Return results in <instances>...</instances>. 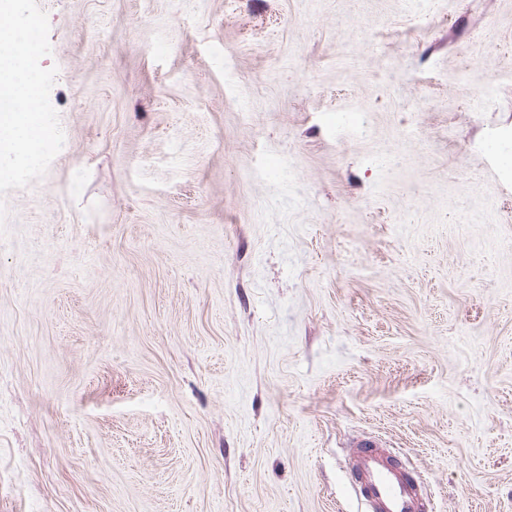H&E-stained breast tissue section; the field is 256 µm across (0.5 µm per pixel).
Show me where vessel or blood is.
I'll return each mask as SVG.
<instances>
[{"instance_id":"1","label":"vessel or blood","mask_w":512,"mask_h":512,"mask_svg":"<svg viewBox=\"0 0 512 512\" xmlns=\"http://www.w3.org/2000/svg\"><path fill=\"white\" fill-rule=\"evenodd\" d=\"M346 483L360 505L359 512H433L428 483L410 472L394 452L373 436L351 445Z\"/></svg>"}]
</instances>
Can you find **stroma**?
Returning a JSON list of instances; mask_svg holds the SVG:
<instances>
[{
	"mask_svg": "<svg viewBox=\"0 0 512 512\" xmlns=\"http://www.w3.org/2000/svg\"><path fill=\"white\" fill-rule=\"evenodd\" d=\"M37 3L65 142L1 199L0 512H356L361 434L512 512V0Z\"/></svg>",
	"mask_w": 512,
	"mask_h": 512,
	"instance_id": "obj_1",
	"label": "stroma"
}]
</instances>
